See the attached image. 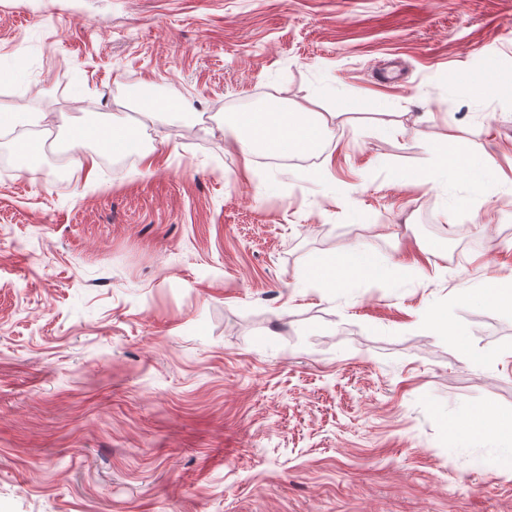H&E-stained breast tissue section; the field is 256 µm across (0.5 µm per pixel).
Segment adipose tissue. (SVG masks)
Instances as JSON below:
<instances>
[{
	"label": "adipose tissue",
	"mask_w": 512,
	"mask_h": 512,
	"mask_svg": "<svg viewBox=\"0 0 512 512\" xmlns=\"http://www.w3.org/2000/svg\"><path fill=\"white\" fill-rule=\"evenodd\" d=\"M334 119V113L330 112L318 114L315 120L309 121L273 103L258 112L237 114L230 128L245 153L289 154L316 146ZM91 140L96 141L100 149L116 153L132 148L135 135L127 126L105 127L93 119L77 125L70 134L69 147L80 152V164L92 170L96 167L95 157L81 153L85 143Z\"/></svg>",
	"instance_id": "1"
}]
</instances>
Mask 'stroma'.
I'll return each instance as SVG.
<instances>
[{"label": "stroma", "mask_w": 512, "mask_h": 512, "mask_svg": "<svg viewBox=\"0 0 512 512\" xmlns=\"http://www.w3.org/2000/svg\"><path fill=\"white\" fill-rule=\"evenodd\" d=\"M273 101L324 177L223 131ZM1 112L52 124L0 130V512H512V300L459 299L512 276V0H0ZM89 113L130 165L28 150ZM375 266L353 258L349 253L337 254L320 265L319 275L328 288L346 287L360 273ZM422 326L434 333L446 334L458 338L460 333L456 327L448 324V316L438 309H430L422 317Z\"/></svg>", "instance_id": "obj_1"}]
</instances>
